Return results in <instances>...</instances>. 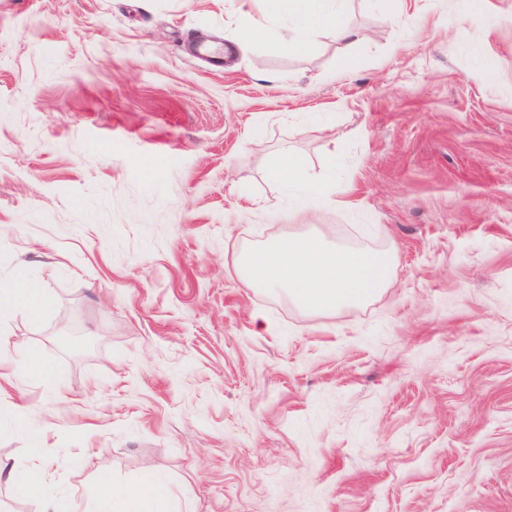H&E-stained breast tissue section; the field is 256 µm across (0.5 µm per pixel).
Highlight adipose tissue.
I'll use <instances>...</instances> for the list:
<instances>
[{
    "label": "adipose tissue",
    "instance_id": "ef3b65f1",
    "mask_svg": "<svg viewBox=\"0 0 512 512\" xmlns=\"http://www.w3.org/2000/svg\"><path fill=\"white\" fill-rule=\"evenodd\" d=\"M277 13L289 18V48L304 47L305 32L332 25L337 43L349 49L363 38L341 20L339 0H272ZM395 264L392 247L363 250L329 246L320 236L290 237L239 256L236 273L249 288L285 293L303 309L331 312L357 305L387 287ZM45 512H172L171 492L163 480L149 488L117 491L103 488L83 510L66 499L48 502Z\"/></svg>",
    "mask_w": 512,
    "mask_h": 512
}]
</instances>
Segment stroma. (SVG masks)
Here are the masks:
<instances>
[{
    "instance_id": "obj_1",
    "label": "stroma",
    "mask_w": 512,
    "mask_h": 512,
    "mask_svg": "<svg viewBox=\"0 0 512 512\" xmlns=\"http://www.w3.org/2000/svg\"><path fill=\"white\" fill-rule=\"evenodd\" d=\"M240 2L0 0V284L44 297L0 321L35 479L0 512L156 477L177 512H512V0H344L365 40L302 54ZM311 232L393 244L387 288L309 313L236 276ZM281 173L290 189L299 191V199L306 206H314L320 201V193L310 182L305 170L286 152L281 161Z\"/></svg>"
}]
</instances>
